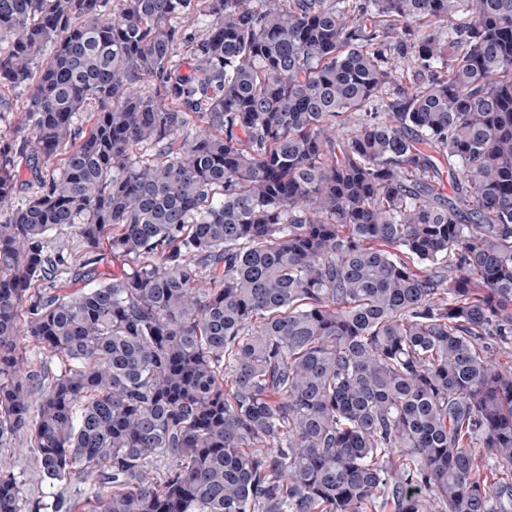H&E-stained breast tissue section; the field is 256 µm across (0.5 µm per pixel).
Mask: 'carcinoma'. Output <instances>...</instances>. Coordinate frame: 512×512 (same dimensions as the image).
<instances>
[{
  "mask_svg": "<svg viewBox=\"0 0 512 512\" xmlns=\"http://www.w3.org/2000/svg\"><path fill=\"white\" fill-rule=\"evenodd\" d=\"M9 92L0 512H512V0H0ZM23 451L14 450L12 460L14 461V467L23 480L24 495L32 503L37 500H51L50 497L53 494L63 493L69 496L72 493V488L61 482H55L54 485L50 481H40L36 476V463L34 460L33 453L23 446ZM25 479V481H24Z\"/></svg>",
  "mask_w": 512,
  "mask_h": 512,
  "instance_id": "obj_1",
  "label": "carcinoma"
}]
</instances>
